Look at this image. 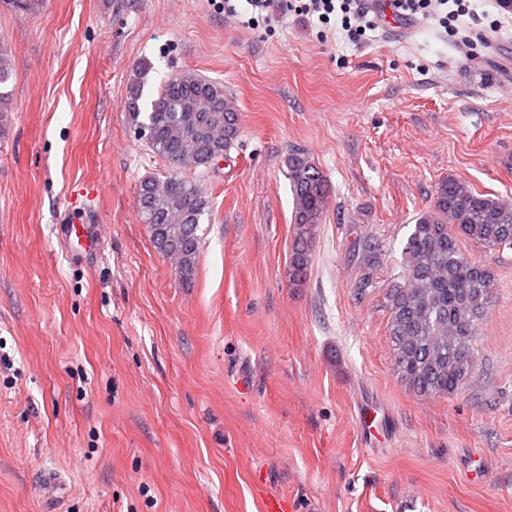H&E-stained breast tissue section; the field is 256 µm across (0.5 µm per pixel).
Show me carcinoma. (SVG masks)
Masks as SVG:
<instances>
[{
	"mask_svg": "<svg viewBox=\"0 0 512 512\" xmlns=\"http://www.w3.org/2000/svg\"><path fill=\"white\" fill-rule=\"evenodd\" d=\"M13 77L11 52L0 43V136L13 111L7 86ZM140 73L131 80L124 109L138 136L179 170L203 173L239 136L234 98L224 83L182 71L167 77L157 96L142 103ZM294 193L292 283L306 276L310 246L326 208V180L310 157L288 155ZM139 217L156 250L190 278L199 254V226L213 203L193 179L149 176L137 188ZM471 241L491 250H512V203L475 191L450 178L436 191L431 210L421 214L403 247V266L387 293L388 332L400 378L423 395H451L477 360L476 341L497 288L491 269L462 248ZM379 246H363L359 287L372 283Z\"/></svg>",
	"mask_w": 512,
	"mask_h": 512,
	"instance_id": "cac0c4a2",
	"label": "carcinoma"
}]
</instances>
